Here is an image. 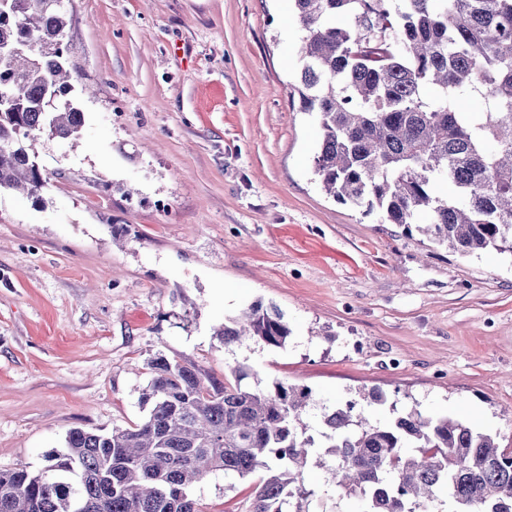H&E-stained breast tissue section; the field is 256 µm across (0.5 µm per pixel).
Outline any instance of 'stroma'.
<instances>
[{
	"label": "stroma",
	"mask_w": 512,
	"mask_h": 512,
	"mask_svg": "<svg viewBox=\"0 0 512 512\" xmlns=\"http://www.w3.org/2000/svg\"><path fill=\"white\" fill-rule=\"evenodd\" d=\"M92 97L76 141L41 137L40 199L0 193V470H41L68 431L141 421L156 355L312 389L311 422L377 387L512 449V256L463 257L336 202L290 95L292 0H73ZM286 348L224 347L254 303ZM255 477L196 484L244 512Z\"/></svg>",
	"instance_id": "obj_1"
}]
</instances>
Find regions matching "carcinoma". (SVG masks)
I'll return each instance as SVG.
<instances>
[{"mask_svg":"<svg viewBox=\"0 0 512 512\" xmlns=\"http://www.w3.org/2000/svg\"><path fill=\"white\" fill-rule=\"evenodd\" d=\"M9 0L0 11V192L36 200L47 176L30 151L41 135L79 137L63 0ZM299 70L290 95L315 115L314 172L337 202L385 224L416 225L460 256L512 255V0H293ZM292 330L252 304L224 320L226 346L284 348ZM138 424L69 430L38 473L0 471V512H201L194 485L217 471L260 474L246 512H309L308 461L330 456V481L362 512H512V451L472 423L413 406L374 424L379 389L306 421L311 389L220 381L185 358L150 359Z\"/></svg>","mask_w":512,"mask_h":512,"instance_id":"cac0c4a2","label":"carcinoma"}]
</instances>
